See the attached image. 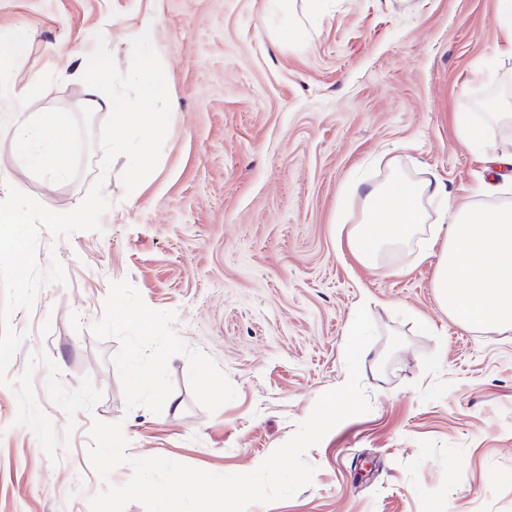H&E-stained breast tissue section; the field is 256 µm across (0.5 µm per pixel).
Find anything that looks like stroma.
Instances as JSON below:
<instances>
[{"instance_id":"1","label":"stroma","mask_w":512,"mask_h":512,"mask_svg":"<svg viewBox=\"0 0 512 512\" xmlns=\"http://www.w3.org/2000/svg\"><path fill=\"white\" fill-rule=\"evenodd\" d=\"M498 0H0V34L26 29L10 84L55 82L25 106L79 112L82 67L103 34L119 70L145 21L168 74L171 119L160 160L128 194L124 157L101 173L93 149L76 179L48 182L12 161L0 130L6 186L51 210L76 208L103 179L100 231L39 234L42 285L12 317L22 345L7 375L45 352L63 382L89 377L101 399L69 416L49 398L47 369L32 384L56 431V458L16 425L0 387V512H90L104 484L88 451L94 422L118 423L131 458L160 456L215 474L247 473L288 441L323 393L348 377L345 326L366 307L377 335L360 361L371 409L337 424L305 459L310 484L248 512H512V330L454 323L432 287L441 245L382 251L359 262L347 234L362 216L359 179L394 174L440 182L424 206L433 224L484 204L487 155L464 145L460 121L483 123L497 150L512 124L485 105L512 101V42ZM301 38L285 42L283 27ZM153 316L152 333L121 320ZM428 321L423 335L418 320ZM439 365H432V358ZM150 370L131 390L122 368ZM221 375L222 394L207 377ZM173 399L159 416V398Z\"/></svg>"}]
</instances>
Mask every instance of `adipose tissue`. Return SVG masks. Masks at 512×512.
I'll return each mask as SVG.
<instances>
[{
    "label": "adipose tissue",
    "instance_id": "obj_1",
    "mask_svg": "<svg viewBox=\"0 0 512 512\" xmlns=\"http://www.w3.org/2000/svg\"><path fill=\"white\" fill-rule=\"evenodd\" d=\"M443 192L435 180L400 175L372 187L364 219L350 231V250L369 264L383 247L409 244L428 221L424 199ZM432 236L443 241L432 286L449 317L472 330H512V202L460 206Z\"/></svg>",
    "mask_w": 512,
    "mask_h": 512
}]
</instances>
